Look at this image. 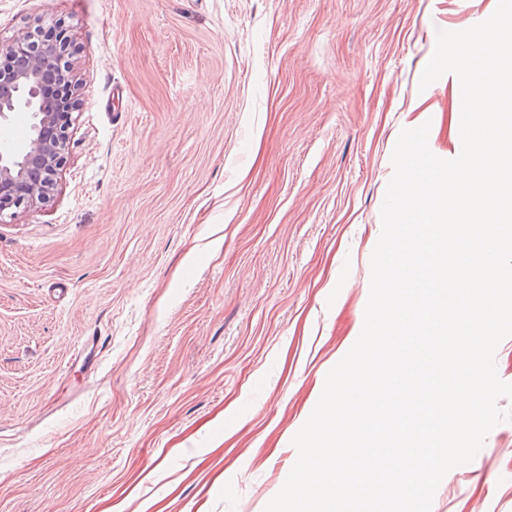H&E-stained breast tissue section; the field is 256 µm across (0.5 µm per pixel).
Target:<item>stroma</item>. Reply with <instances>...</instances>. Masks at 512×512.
Segmentation results:
<instances>
[{
  "label": "stroma",
  "mask_w": 512,
  "mask_h": 512,
  "mask_svg": "<svg viewBox=\"0 0 512 512\" xmlns=\"http://www.w3.org/2000/svg\"><path fill=\"white\" fill-rule=\"evenodd\" d=\"M497 0H0L84 87L49 203L0 215V512H263L358 338L402 129L461 151L437 30ZM431 512H512V421Z\"/></svg>",
  "instance_id": "obj_1"
}]
</instances>
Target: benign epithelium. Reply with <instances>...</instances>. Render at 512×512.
I'll return each mask as SVG.
<instances>
[{
    "label": "benign epithelium",
    "instance_id": "obj_1",
    "mask_svg": "<svg viewBox=\"0 0 512 512\" xmlns=\"http://www.w3.org/2000/svg\"><path fill=\"white\" fill-rule=\"evenodd\" d=\"M55 27L58 36L51 42L40 40L39 24L0 40V55L14 60L0 68V122L29 114L28 136L0 146V214L48 203L68 162L82 82L73 62L76 45L63 23Z\"/></svg>",
    "mask_w": 512,
    "mask_h": 512
}]
</instances>
